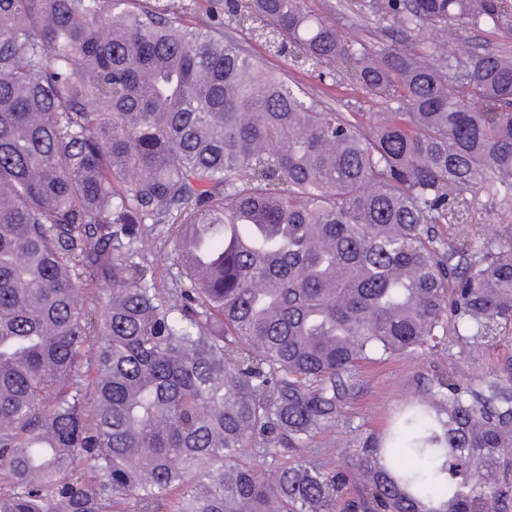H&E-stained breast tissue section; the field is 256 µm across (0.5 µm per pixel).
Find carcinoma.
<instances>
[{"instance_id": "carcinoma-1", "label": "carcinoma", "mask_w": 512, "mask_h": 512, "mask_svg": "<svg viewBox=\"0 0 512 512\" xmlns=\"http://www.w3.org/2000/svg\"><path fill=\"white\" fill-rule=\"evenodd\" d=\"M348 2L390 43L304 0H0V512H512V358L429 378L337 472L279 459L358 366L512 323V224L473 219L512 203V56L465 39L512 38V0ZM428 31L454 54L400 48ZM160 236L168 290L134 261ZM314 13L335 22L342 37L349 42L361 41L377 49L381 45V26L373 18H360L346 7V0H304ZM470 40L490 52H509L512 55V38H507L497 30L485 27L482 32H467ZM236 37L245 49L263 61L268 70L279 74L290 85L299 84L320 99L324 105L333 107L339 112H360L368 116L367 113L371 112H394L397 106L374 98L346 76L337 77L333 85H330V82L322 85L316 74L293 68L285 58L270 53L263 42L254 39L244 41L239 35ZM485 204V198L481 197L477 207L476 217L485 225L486 233L492 235L497 232L502 225L512 224V206L501 205L492 211L488 206H485ZM174 258L173 245L164 242V240L157 241L154 251L145 256L147 264H154L159 272H163L164 276L167 275L169 287H171V279H175L178 275V268Z\"/></svg>"}]
</instances>
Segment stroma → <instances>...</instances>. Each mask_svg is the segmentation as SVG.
Listing matches in <instances>:
<instances>
[{"label": "stroma", "mask_w": 512, "mask_h": 512, "mask_svg": "<svg viewBox=\"0 0 512 512\" xmlns=\"http://www.w3.org/2000/svg\"><path fill=\"white\" fill-rule=\"evenodd\" d=\"M305 3L314 13L336 23L346 41H361L374 48L382 39L380 25L373 19L352 14L346 7V0H305ZM243 46L285 82L302 86L324 105L338 111L367 114L395 109L393 103L366 93L348 77L340 76L335 84L324 85L316 75L293 68L285 58L270 53L263 42L250 39L244 41ZM507 355H512V326L480 346L450 333L439 337L435 348L364 366L355 377L335 428L315 439L306 451L307 457L325 469L340 468L350 440L359 433L385 432L401 406L418 395L425 377L452 374L466 378L486 373Z\"/></svg>", "instance_id": "35a3bbf8"}]
</instances>
